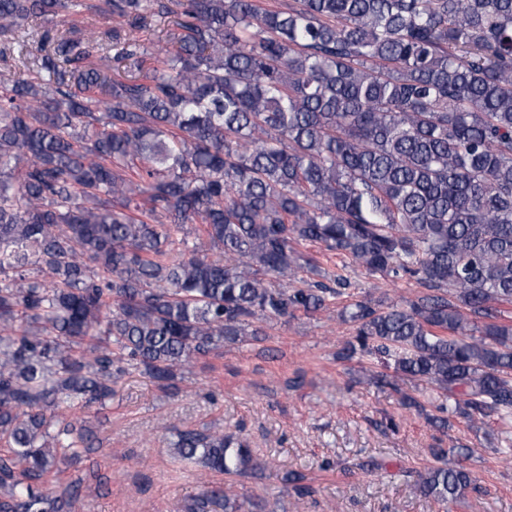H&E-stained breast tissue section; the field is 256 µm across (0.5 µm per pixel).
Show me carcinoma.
<instances>
[{
    "instance_id": "obj_1",
    "label": "carcinoma",
    "mask_w": 512,
    "mask_h": 512,
    "mask_svg": "<svg viewBox=\"0 0 512 512\" xmlns=\"http://www.w3.org/2000/svg\"><path fill=\"white\" fill-rule=\"evenodd\" d=\"M172 46L122 29L162 0H103L118 21L53 34L84 0H0V55L48 24L32 79L0 94V512H72L43 491L92 447L63 404L112 399L138 371L164 389L199 355L347 294L316 243L415 283L345 307V357L426 379L472 421L512 418V0H175ZM138 75L112 80V61ZM297 270L304 288L276 280ZM174 458L228 477L266 464L221 429L174 430ZM431 467L438 502L470 485ZM265 512L221 486L184 512Z\"/></svg>"
}]
</instances>
